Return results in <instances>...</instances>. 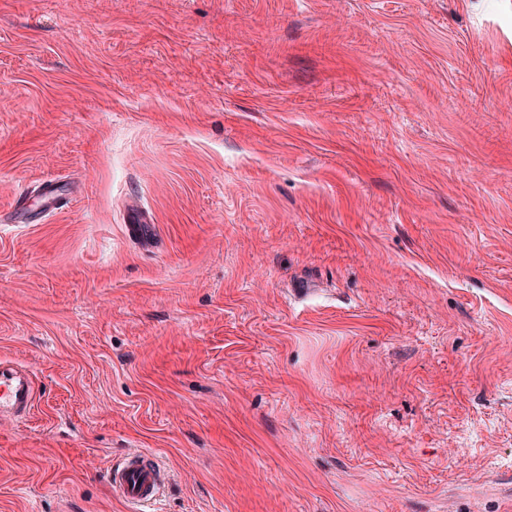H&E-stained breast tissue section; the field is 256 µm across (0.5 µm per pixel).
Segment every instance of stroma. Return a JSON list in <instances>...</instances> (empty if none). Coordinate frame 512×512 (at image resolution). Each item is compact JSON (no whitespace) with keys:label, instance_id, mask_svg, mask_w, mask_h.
<instances>
[{"label":"stroma","instance_id":"35a3bbf8","mask_svg":"<svg viewBox=\"0 0 512 512\" xmlns=\"http://www.w3.org/2000/svg\"><path fill=\"white\" fill-rule=\"evenodd\" d=\"M1 357L0 512H512V0H0ZM33 371L12 359H0V417L26 420L37 402ZM165 480L161 463L148 450L129 454L113 465L109 472L114 495L131 512L157 511L156 505L162 496Z\"/></svg>","mask_w":512,"mask_h":512}]
</instances>
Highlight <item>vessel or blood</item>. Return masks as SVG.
<instances>
[{
	"label": "vessel or blood",
	"mask_w": 512,
	"mask_h": 512,
	"mask_svg": "<svg viewBox=\"0 0 512 512\" xmlns=\"http://www.w3.org/2000/svg\"><path fill=\"white\" fill-rule=\"evenodd\" d=\"M33 371L12 359H0V417L22 421L37 402ZM166 480L156 456L147 450L132 453L112 466L109 481L114 495L130 512H155Z\"/></svg>",
	"instance_id": "1"
}]
</instances>
